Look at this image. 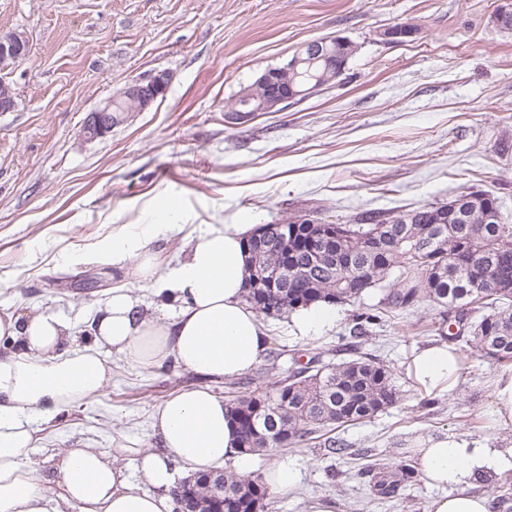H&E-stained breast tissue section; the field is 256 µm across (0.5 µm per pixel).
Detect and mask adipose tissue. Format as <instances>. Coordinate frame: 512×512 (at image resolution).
Returning <instances> with one entry per match:
<instances>
[{"instance_id": "ef3b65f1", "label": "adipose tissue", "mask_w": 512, "mask_h": 512, "mask_svg": "<svg viewBox=\"0 0 512 512\" xmlns=\"http://www.w3.org/2000/svg\"><path fill=\"white\" fill-rule=\"evenodd\" d=\"M163 221L112 240V260L125 276L168 296L172 316L143 312L129 288L114 286L91 324L94 342L73 344L71 323L32 306L0 311V340L15 349L0 358V512H48L43 484L28 460L37 439L36 421L100 397L115 353L129 365L153 369L171 362L215 379H232L255 368L268 351V334L245 298L246 239L251 224H209L191 235L177 267H170L153 243L173 232ZM463 356L445 342L415 353L409 377L428 392L458 381ZM489 418L497 431L512 429V369L494 374ZM162 450L141 452L137 441L117 443L113 453L138 454L143 486L133 485L110 454L71 449L59 470L63 501L74 512H171L173 462L199 473L233 462L240 472L250 462L238 449L223 398L204 388L171 395L152 413ZM421 477L444 488L427 512H493L491 498L478 491L482 480L512 473V439L466 438L445 433L414 441Z\"/></svg>"}]
</instances>
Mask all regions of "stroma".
Instances as JSON below:
<instances>
[{"mask_svg": "<svg viewBox=\"0 0 512 512\" xmlns=\"http://www.w3.org/2000/svg\"><path fill=\"white\" fill-rule=\"evenodd\" d=\"M502 0H0V32L28 37L29 55L6 73L15 111L0 113V309L38 305L71 321L75 342L93 340L90 322L105 299L96 277L112 278L113 237L152 224L175 202L179 232L159 240L177 261L186 237L241 217L269 224L312 207L345 223L368 209L443 202L467 190L496 196L512 225V32L492 17ZM415 34L401 43L384 30ZM341 35L358 46L344 75L278 112L230 122L226 102L304 44ZM167 72L166 96L107 135H81L91 110L126 85ZM381 290L338 306L333 329L300 335L290 316L264 318L270 345L258 369L286 377L311 356L339 361L354 313L377 307ZM434 303L397 311L362 350L388 366L401 400L336 434L354 456L300 445L253 456L255 472L285 462L300 483L270 499L267 512H426L438 494L417 481L401 498L371 495L363 466L415 457L419 435L490 432L486 410L495 360L456 346L464 368L452 389L421 408L424 393L406 374L411 353L438 341ZM103 395L39 419L28 456L46 487L49 512H73L60 497L58 470L69 449L111 452L129 437L158 450L155 407L172 394L229 380L173 363L151 370L110 356ZM340 474L329 486L327 470Z\"/></svg>", "mask_w": 512, "mask_h": 512, "instance_id": "35a3bbf8", "label": "stroma"}]
</instances>
